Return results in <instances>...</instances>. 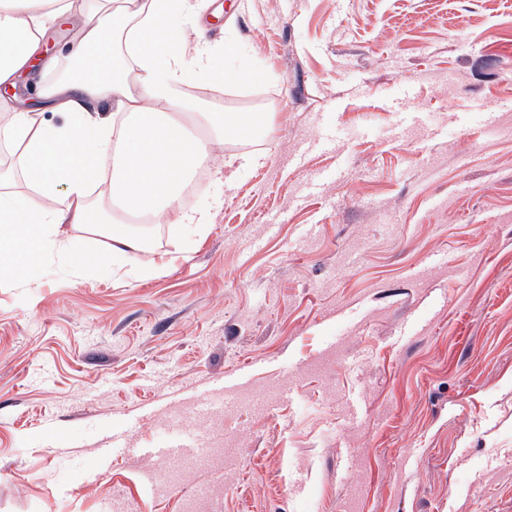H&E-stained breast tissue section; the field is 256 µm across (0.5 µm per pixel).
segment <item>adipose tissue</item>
<instances>
[{
	"instance_id": "obj_1",
	"label": "adipose tissue",
	"mask_w": 512,
	"mask_h": 512,
	"mask_svg": "<svg viewBox=\"0 0 512 512\" xmlns=\"http://www.w3.org/2000/svg\"><path fill=\"white\" fill-rule=\"evenodd\" d=\"M198 9V0H0V88L38 85L28 108L0 102V143L13 151L15 175L0 179L1 271L23 275L51 260L80 271L85 257L65 224L120 223L110 251L125 257L144 247L133 219L208 224V212L182 209L184 187L226 134L265 118H228L186 93L190 80L211 77L222 49L201 29L174 24ZM63 19L73 27L67 57L80 70L47 83L59 59L43 43ZM48 112L62 124L47 122Z\"/></svg>"
}]
</instances>
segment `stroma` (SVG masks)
<instances>
[{"label":"stroma","instance_id":"stroma-1","mask_svg":"<svg viewBox=\"0 0 512 512\" xmlns=\"http://www.w3.org/2000/svg\"><path fill=\"white\" fill-rule=\"evenodd\" d=\"M200 9L237 45L213 71L255 76L189 92L268 128L214 148L206 232L129 259L70 226L82 273H0V512L214 480L213 512H512V0ZM216 384L223 457L153 496L144 447ZM113 429L136 450L101 475Z\"/></svg>","mask_w":512,"mask_h":512}]
</instances>
